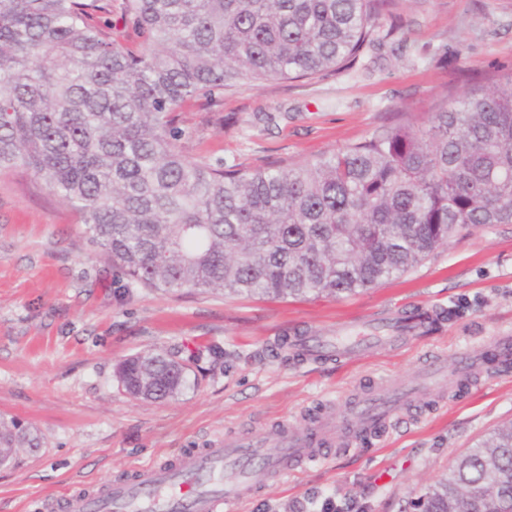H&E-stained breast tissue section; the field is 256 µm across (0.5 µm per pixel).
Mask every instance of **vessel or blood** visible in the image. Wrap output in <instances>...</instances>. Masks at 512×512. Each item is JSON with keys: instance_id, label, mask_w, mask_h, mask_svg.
<instances>
[{"instance_id": "1", "label": "vessel or blood", "mask_w": 512, "mask_h": 512, "mask_svg": "<svg viewBox=\"0 0 512 512\" xmlns=\"http://www.w3.org/2000/svg\"><path fill=\"white\" fill-rule=\"evenodd\" d=\"M425 319L404 317L377 321L365 330L343 327L335 342L320 336L302 339L311 359H319L328 346L346 358L366 348L385 347L422 332ZM512 372V336L492 337L483 354L467 353L454 373L461 383H471L486 372ZM421 387L390 386L383 395L364 397L346 406L339 417L324 416L310 425L282 424L272 434L227 438L201 451L182 452L166 468L147 465L135 469L131 480L101 484L95 496L72 494L53 503L54 512H229L271 478L326 463L331 446L351 447L393 420L406 417L423 400L424 389L445 382L441 362L430 363L421 374Z\"/></svg>"}]
</instances>
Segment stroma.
I'll use <instances>...</instances> for the list:
<instances>
[{
	"instance_id": "1",
	"label": "stroma",
	"mask_w": 512,
	"mask_h": 512,
	"mask_svg": "<svg viewBox=\"0 0 512 512\" xmlns=\"http://www.w3.org/2000/svg\"><path fill=\"white\" fill-rule=\"evenodd\" d=\"M512 69V0H400L349 69L270 79L178 112L192 160L258 167L311 160L381 130L390 113L427 118L461 75ZM443 309L438 326L355 362H304L297 336H332L370 315ZM512 332V224L453 238L404 275L340 297L263 299L125 288L74 211L23 172L0 175V420L43 436L0 467V512H46L65 494L172 463L185 449L283 422L340 413L346 401L453 364ZM147 351L186 365L163 402L128 396L116 377ZM512 421V373L448 385L414 422H395L326 465L264 485L237 512H307L331 496L360 512H412L456 457Z\"/></svg>"
}]
</instances>
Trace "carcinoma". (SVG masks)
Returning a JSON list of instances; mask_svg holds the SVG:
<instances>
[{"label": "carcinoma", "mask_w": 512, "mask_h": 512, "mask_svg": "<svg viewBox=\"0 0 512 512\" xmlns=\"http://www.w3.org/2000/svg\"><path fill=\"white\" fill-rule=\"evenodd\" d=\"M399 0H122L143 36L106 32L108 0H0V174L24 170L71 205L133 285L336 297L419 265L462 231L512 224V70L463 78L423 121L397 112L311 161L188 159L173 115L239 81L336 72ZM123 390L173 398L185 368L121 362ZM43 439L0 421L1 448ZM417 512H512V423L461 454Z\"/></svg>", "instance_id": "cac0c4a2"}]
</instances>
